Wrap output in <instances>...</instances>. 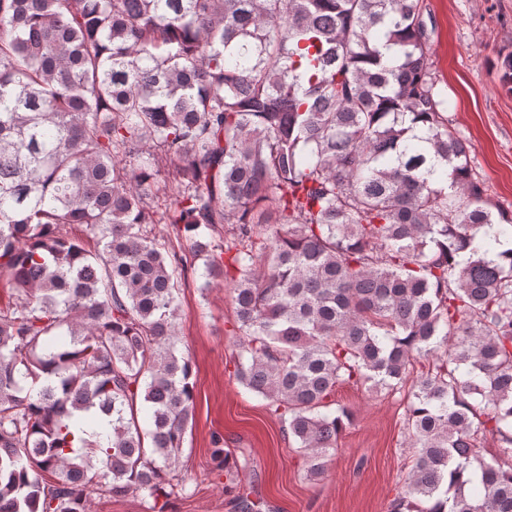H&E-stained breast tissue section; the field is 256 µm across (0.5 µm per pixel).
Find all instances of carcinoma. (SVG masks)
I'll return each mask as SVG.
<instances>
[{"label": "carcinoma", "mask_w": 512, "mask_h": 512, "mask_svg": "<svg viewBox=\"0 0 512 512\" xmlns=\"http://www.w3.org/2000/svg\"><path fill=\"white\" fill-rule=\"evenodd\" d=\"M445 111L423 0H0V512L168 507L195 392L160 224L230 281L235 375L310 476L337 387L433 357L391 512H512V466L474 453L512 456V212ZM474 450L478 457L485 460H490L492 457L498 458L505 468L509 467L512 463V458L501 454L498 443L490 435H486L485 437L479 434L475 441ZM151 506L152 500L139 492H130L117 498L95 494L91 512H152Z\"/></svg>", "instance_id": "carcinoma-1"}]
</instances>
